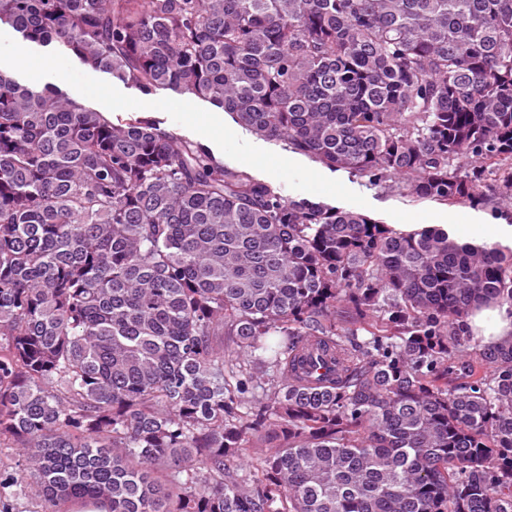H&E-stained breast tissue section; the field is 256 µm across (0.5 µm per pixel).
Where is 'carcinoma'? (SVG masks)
<instances>
[{
    "label": "carcinoma",
    "mask_w": 512,
    "mask_h": 512,
    "mask_svg": "<svg viewBox=\"0 0 512 512\" xmlns=\"http://www.w3.org/2000/svg\"><path fill=\"white\" fill-rule=\"evenodd\" d=\"M2 25L375 184L512 200V0H0ZM488 304L512 248L284 199L0 70V512L31 482L41 512H512V338L468 352Z\"/></svg>",
    "instance_id": "obj_1"
}]
</instances>
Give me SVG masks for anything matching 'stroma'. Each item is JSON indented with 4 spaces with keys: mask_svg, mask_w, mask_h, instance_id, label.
Instances as JSON below:
<instances>
[{
    "mask_svg": "<svg viewBox=\"0 0 512 512\" xmlns=\"http://www.w3.org/2000/svg\"><path fill=\"white\" fill-rule=\"evenodd\" d=\"M9 37L13 59L4 69L21 82L28 84L32 81L28 58L56 60L63 70L48 76V83L81 104L109 112L116 121L134 113L151 117L161 129L204 142L226 166L268 184L284 198L307 199L352 209L386 225L439 227L449 211L448 204L415 197L395 183L370 182L368 177L350 170L330 168L285 142L261 137L241 125L235 115L221 112L219 106L210 101L164 90L147 94L69 57L58 45L44 47L27 43L14 31ZM104 88L116 98V105L106 106L100 99L99 92ZM281 158L292 162L287 171L274 169L276 160Z\"/></svg>",
    "mask_w": 512,
    "mask_h": 512,
    "instance_id": "stroma-1",
    "label": "stroma"
}]
</instances>
